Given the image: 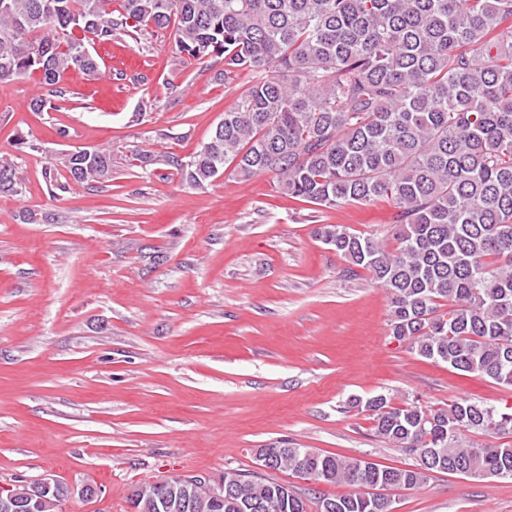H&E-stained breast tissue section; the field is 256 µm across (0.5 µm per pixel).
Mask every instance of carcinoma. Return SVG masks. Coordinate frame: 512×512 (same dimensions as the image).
Segmentation results:
<instances>
[{
	"instance_id": "cac0c4a2",
	"label": "carcinoma",
	"mask_w": 512,
	"mask_h": 512,
	"mask_svg": "<svg viewBox=\"0 0 512 512\" xmlns=\"http://www.w3.org/2000/svg\"><path fill=\"white\" fill-rule=\"evenodd\" d=\"M0 0V80L40 74L47 93L71 70L98 71L87 44L170 29L180 52L224 60V84L250 86L193 154L131 155L203 188L224 175L271 174L324 208L387 199L394 250L342 225L318 235L391 296L390 336L418 356L512 387V0ZM76 184L112 180V148L57 159ZM0 155V194L20 195ZM374 430L416 457L409 468L260 448L273 471L314 474L344 494L313 497L257 473L224 470V505L190 512H391L376 490L419 488L430 474L512 479V408L462 399L432 409L354 398ZM470 430L498 442L474 446ZM53 496L33 510L60 512Z\"/></svg>"
}]
</instances>
